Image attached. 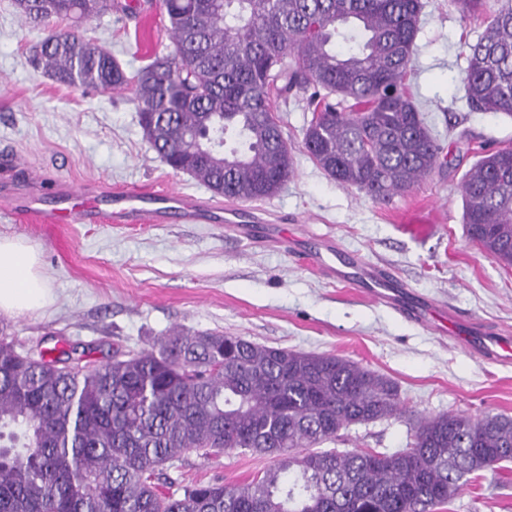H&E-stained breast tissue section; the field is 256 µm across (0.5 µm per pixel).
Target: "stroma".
<instances>
[{
    "mask_svg": "<svg viewBox=\"0 0 512 512\" xmlns=\"http://www.w3.org/2000/svg\"><path fill=\"white\" fill-rule=\"evenodd\" d=\"M482 20L424 0L408 77L415 103L442 144L441 164L390 203L340 185L309 158L307 93L291 95L279 119L293 174L275 196L243 203L294 228L298 244L258 245L217 224H67L45 227L0 206V237L40 252L53 293L47 307L0 314L17 345L88 348L93 358L150 347L171 329L220 331L267 346L342 356L390 378L404 417L352 425L339 449L407 447L414 415L450 411L512 416V364L484 358L311 266L308 244L330 235L343 252L393 271L412 292L495 335L512 336V269L465 236L460 184L487 150L512 147V117L478 112L463 97L468 43ZM85 40L110 52L126 74L171 49L167 15H107L83 21ZM46 29L31 27L13 0H0V180L4 161L81 188L213 193L173 171L149 147L131 89L98 91L56 83L36 62ZM271 463L233 450L184 454L171 477L237 482ZM449 512H512V468L482 472Z\"/></svg>",
    "mask_w": 512,
    "mask_h": 512,
    "instance_id": "1",
    "label": "stroma"
}]
</instances>
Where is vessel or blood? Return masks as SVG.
Instances as JSON below:
<instances>
[{
  "label": "vessel or blood",
  "mask_w": 512,
  "mask_h": 512,
  "mask_svg": "<svg viewBox=\"0 0 512 512\" xmlns=\"http://www.w3.org/2000/svg\"><path fill=\"white\" fill-rule=\"evenodd\" d=\"M0 199L12 209L35 217L41 224H164L175 219L185 224H221L239 220V213L225 215L219 205L180 192L155 194L141 189L120 193H76L66 182L48 177L29 179L25 191L14 194L11 182L0 183ZM314 262L327 277L364 289L372 297L416 320H424L420 306L400 297V281L392 273L361 262L345 261L332 241H325ZM452 332L467 340L488 358L512 362V341L500 336L471 335L469 322L449 315Z\"/></svg>",
  "instance_id": "b4317fda"
}]
</instances>
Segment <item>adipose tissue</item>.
Here are the masks:
<instances>
[{
  "label": "adipose tissue",
  "instance_id": "1",
  "mask_svg": "<svg viewBox=\"0 0 512 512\" xmlns=\"http://www.w3.org/2000/svg\"><path fill=\"white\" fill-rule=\"evenodd\" d=\"M50 301L36 252L20 241L0 237V314L35 312Z\"/></svg>",
  "mask_w": 512,
  "mask_h": 512
}]
</instances>
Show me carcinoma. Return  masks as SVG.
<instances>
[{"mask_svg": "<svg viewBox=\"0 0 512 512\" xmlns=\"http://www.w3.org/2000/svg\"><path fill=\"white\" fill-rule=\"evenodd\" d=\"M34 26L112 13L116 0H13ZM172 49L128 78L75 30L41 45L56 82L132 86L150 148L215 195L274 196L292 173L278 100L314 88L309 158L388 203L438 164L442 147L412 100L422 0H164ZM490 16L469 45L468 106L512 116V0H448ZM469 241L512 267V152L463 175ZM67 351H18L0 329V512H439L471 475L512 463V416H422L409 447L322 450L350 425L398 418L388 378L335 355L241 336L172 330L149 349L66 366ZM245 449L272 466L242 483L170 492L189 451Z\"/></svg>", "mask_w": 512, "mask_h": 512, "instance_id": "carcinoma-1", "label": "carcinoma"}]
</instances>
